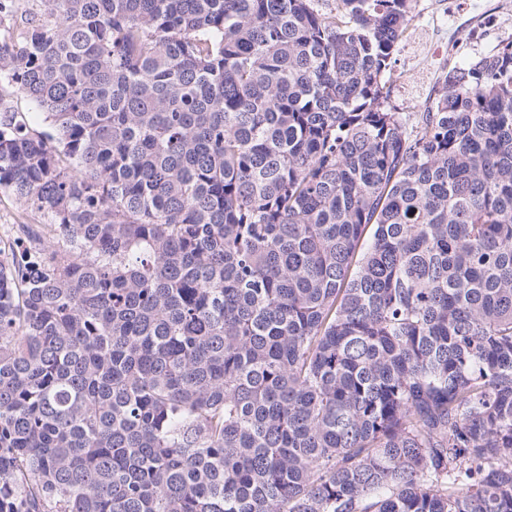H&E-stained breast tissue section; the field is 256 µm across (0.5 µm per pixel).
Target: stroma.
Returning a JSON list of instances; mask_svg holds the SVG:
<instances>
[{
    "label": "stroma",
    "instance_id": "obj_1",
    "mask_svg": "<svg viewBox=\"0 0 512 512\" xmlns=\"http://www.w3.org/2000/svg\"><path fill=\"white\" fill-rule=\"evenodd\" d=\"M412 18L392 59L391 98L400 111H421L441 88L449 70L467 66L512 41V22H484L480 40L448 56V28L471 11L469 0H413ZM15 112L36 131L50 133L43 111L28 97L0 80V113Z\"/></svg>",
    "mask_w": 512,
    "mask_h": 512
}]
</instances>
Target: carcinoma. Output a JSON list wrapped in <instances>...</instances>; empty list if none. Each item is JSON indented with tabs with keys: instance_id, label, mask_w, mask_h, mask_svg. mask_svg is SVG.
Returning a JSON list of instances; mask_svg holds the SVG:
<instances>
[{
	"instance_id": "1",
	"label": "carcinoma",
	"mask_w": 512,
	"mask_h": 512,
	"mask_svg": "<svg viewBox=\"0 0 512 512\" xmlns=\"http://www.w3.org/2000/svg\"><path fill=\"white\" fill-rule=\"evenodd\" d=\"M0 0V512H512V42L411 117L413 0ZM0 113L16 112L18 119L22 117L30 127L38 132L52 133L50 122L38 105L28 97L15 93L6 80H0ZM43 219V217H42ZM39 214L23 206L9 193L0 191V237L11 238L14 224H45Z\"/></svg>"
}]
</instances>
